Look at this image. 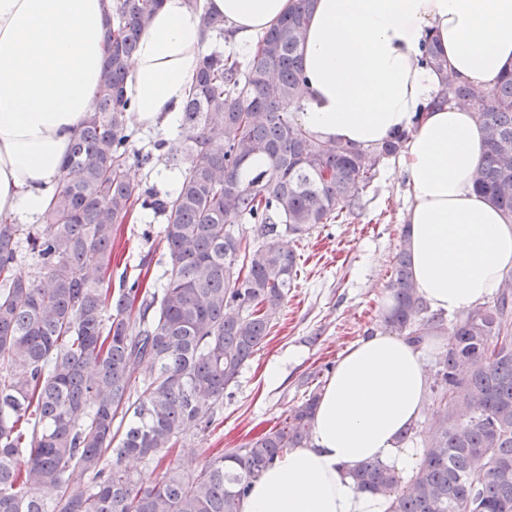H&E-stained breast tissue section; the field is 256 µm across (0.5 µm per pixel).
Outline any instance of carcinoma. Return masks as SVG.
I'll list each match as a JSON object with an SVG mask.
<instances>
[{"mask_svg": "<svg viewBox=\"0 0 512 512\" xmlns=\"http://www.w3.org/2000/svg\"><path fill=\"white\" fill-rule=\"evenodd\" d=\"M160 0H115L95 110L71 145L42 224L0 220V512H240L250 479L310 439L314 386L273 428L238 448L163 466L205 433L216 406L270 334L297 277L281 241L354 213L360 193L409 138L376 146L321 142L298 123L300 48L315 0H293L249 59L201 56L179 137L137 153L179 171L174 192L136 185L127 62ZM421 63L447 62L435 44ZM461 99L482 122L473 184L512 223V70L490 88L445 76L434 104ZM256 158L261 168L251 167ZM137 210L163 217L160 284L122 273L112 239ZM258 224L249 241L236 224ZM36 259L15 273L21 243ZM384 320L413 344L448 332L434 366L419 468L367 463L358 488L388 512H512V273L492 303L444 327L417 292L406 243L394 256ZM129 459L159 469L149 483Z\"/></svg>", "mask_w": 512, "mask_h": 512, "instance_id": "1", "label": "carcinoma"}]
</instances>
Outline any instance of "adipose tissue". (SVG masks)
Returning a JSON list of instances; mask_svg holds the SVG:
<instances>
[{"label":"adipose tissue","instance_id":"1","mask_svg":"<svg viewBox=\"0 0 512 512\" xmlns=\"http://www.w3.org/2000/svg\"><path fill=\"white\" fill-rule=\"evenodd\" d=\"M292 0H162L129 62L126 95L142 130L174 140L202 53L223 16L230 45L252 47ZM112 0H0V217L40 223L83 123L93 113ZM434 41L449 70L479 88L512 66V0H316L301 47L299 123L317 140L369 146L395 133L410 205L413 279L433 310L465 314L512 268V224L473 186L484 131L467 104L434 106L441 74L422 65ZM439 338L417 346L378 332L338 361L309 442L257 479L241 512H387L354 469L374 462L411 475L424 451L400 441L428 402L424 368Z\"/></svg>","mask_w":512,"mask_h":512}]
</instances>
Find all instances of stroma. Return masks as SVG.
I'll return each instance as SVG.
<instances>
[{"instance_id":"35a3bbf8","label":"stroma","mask_w":512,"mask_h":512,"mask_svg":"<svg viewBox=\"0 0 512 512\" xmlns=\"http://www.w3.org/2000/svg\"><path fill=\"white\" fill-rule=\"evenodd\" d=\"M409 204L397 162H389L364 188L353 215L320 224L301 238L284 236L297 256V279L260 350L224 393L210 430L188 436L167 458L177 464L204 458L213 449L238 447L274 426L318 380L329 379L344 351L361 338L384 330L391 302L387 288L400 246ZM161 218L143 212L123 225L114 250L124 262L113 275H137L149 251L163 250ZM280 364L284 379L269 382L266 369Z\"/></svg>"}]
</instances>
